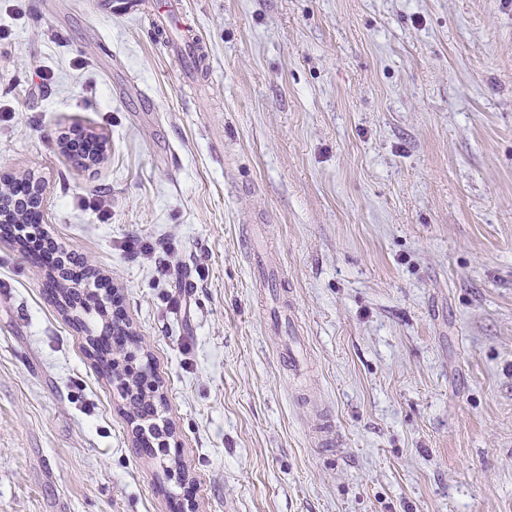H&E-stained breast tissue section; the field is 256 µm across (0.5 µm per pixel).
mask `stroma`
Listing matches in <instances>:
<instances>
[{
	"label": "stroma",
	"instance_id": "stroma-1",
	"mask_svg": "<svg viewBox=\"0 0 512 512\" xmlns=\"http://www.w3.org/2000/svg\"><path fill=\"white\" fill-rule=\"evenodd\" d=\"M118 2L0 0V172L118 290L179 455L0 240V512H169L177 466L196 512H512V0ZM46 202H47V188L44 182L39 178H34L31 184V193L26 197L25 203L27 209L36 211L38 214V223L34 224L36 227L27 226L30 235H37L40 231H43L42 224L46 223ZM32 204V206H29Z\"/></svg>",
	"mask_w": 512,
	"mask_h": 512
}]
</instances>
